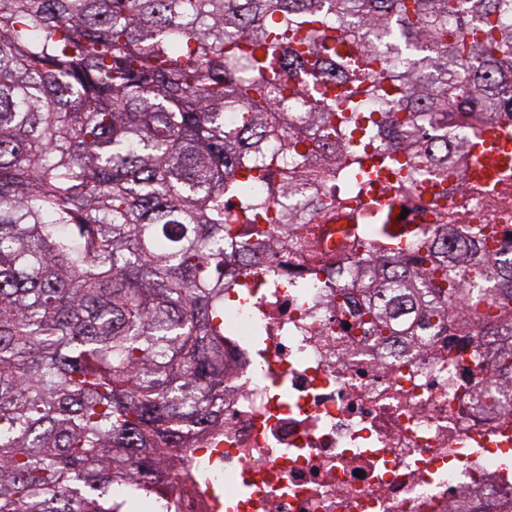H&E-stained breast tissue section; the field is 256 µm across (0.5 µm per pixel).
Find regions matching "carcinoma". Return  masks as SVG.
<instances>
[{
  "mask_svg": "<svg viewBox=\"0 0 512 512\" xmlns=\"http://www.w3.org/2000/svg\"><path fill=\"white\" fill-rule=\"evenodd\" d=\"M512 0H0V512H117L224 412L226 269L276 193L352 230L381 341L457 311L512 336L490 132L512 104ZM413 199L430 218H400ZM439 228L466 248L448 275ZM453 190L449 193L448 207L454 206L462 199L466 200L469 216L472 224H498V217L509 200L497 196L473 197L467 193L465 186L460 181H455Z\"/></svg>",
  "mask_w": 512,
  "mask_h": 512,
  "instance_id": "1",
  "label": "carcinoma"
}]
</instances>
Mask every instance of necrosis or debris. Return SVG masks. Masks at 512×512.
Returning <instances> with one entry per match:
<instances>
[{"label":"necrosis or debris","instance_id":"obj_1","mask_svg":"<svg viewBox=\"0 0 512 512\" xmlns=\"http://www.w3.org/2000/svg\"><path fill=\"white\" fill-rule=\"evenodd\" d=\"M272 226L248 300L224 293L229 392L218 422L161 477L153 512H512V385L485 388L507 336L449 322L403 352L335 304L358 250Z\"/></svg>","mask_w":512,"mask_h":512}]
</instances>
